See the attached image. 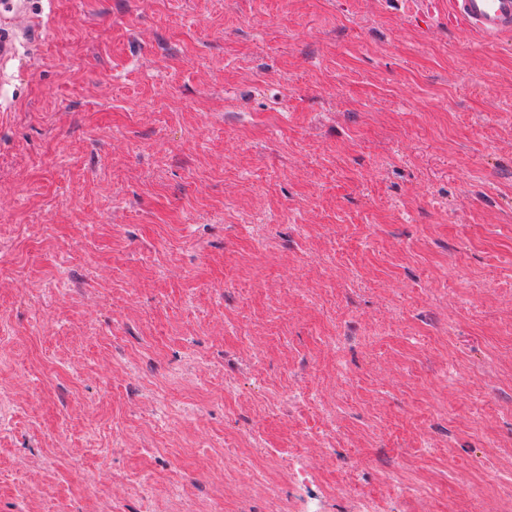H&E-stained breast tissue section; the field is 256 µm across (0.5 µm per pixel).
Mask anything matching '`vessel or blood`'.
I'll return each mask as SVG.
<instances>
[{"mask_svg": "<svg viewBox=\"0 0 512 512\" xmlns=\"http://www.w3.org/2000/svg\"><path fill=\"white\" fill-rule=\"evenodd\" d=\"M448 13L468 31L489 42L512 33V0H448ZM18 54L12 20H1L0 62L10 61Z\"/></svg>", "mask_w": 512, "mask_h": 512, "instance_id": "b4317fda", "label": "vessel or blood"}]
</instances>
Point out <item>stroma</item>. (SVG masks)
I'll return each instance as SVG.
<instances>
[{
  "instance_id": "1",
  "label": "stroma",
  "mask_w": 512,
  "mask_h": 512,
  "mask_svg": "<svg viewBox=\"0 0 512 512\" xmlns=\"http://www.w3.org/2000/svg\"><path fill=\"white\" fill-rule=\"evenodd\" d=\"M26 15L0 71V386L29 375L0 439V512L19 479H48L19 474L31 454L53 470L34 512H140L145 474L262 512L190 452L200 430L258 431L241 466L264 465L288 512L292 466L324 512H349L348 480L421 512L387 495L386 469L430 512L512 497V35L487 44L448 0H27ZM68 276L94 301L49 298ZM352 319L369 335L328 349ZM117 347L148 357L157 411L134 403ZM187 355L202 371L179 384ZM297 366L339 406L336 456L272 402ZM191 402L202 427L172 416ZM445 433L452 447L409 454Z\"/></svg>"
}]
</instances>
